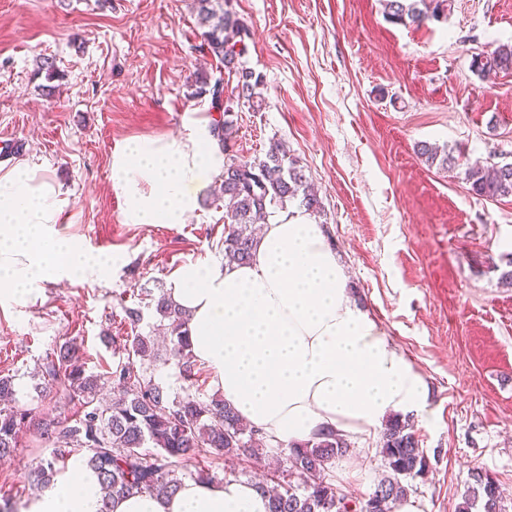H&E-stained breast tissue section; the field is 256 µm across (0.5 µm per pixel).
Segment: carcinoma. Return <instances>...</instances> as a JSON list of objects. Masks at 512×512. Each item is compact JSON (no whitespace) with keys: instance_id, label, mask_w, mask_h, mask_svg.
Here are the masks:
<instances>
[{"instance_id":"cac0c4a2","label":"carcinoma","mask_w":512,"mask_h":512,"mask_svg":"<svg viewBox=\"0 0 512 512\" xmlns=\"http://www.w3.org/2000/svg\"><path fill=\"white\" fill-rule=\"evenodd\" d=\"M215 0H197L198 21L203 32L206 52L218 60L224 73L237 78L236 98L224 97L220 79L203 76L214 107L221 108L224 118L211 125V134L224 154V166L217 178V193L224 198V255L246 261L256 246L255 226L264 224L278 210L296 206L309 215L323 211L322 201L314 193L303 167L293 159L279 140L270 141L264 156L242 159L233 153L234 101L252 102L259 78L245 66L244 42L247 30L235 12ZM387 19L400 25L420 26L440 18L448 10V0H385ZM471 69L477 76L512 71V45L501 44L491 52L472 58ZM417 154L439 170H449L463 155L457 147L423 142ZM470 190L489 200L512 197V163L485 169L471 165L465 170ZM156 313L167 322L169 349L163 364L175 365L185 385L172 393L157 375L155 342L136 332L142 320L138 308H125L132 336L112 340L114 366L102 374L85 371L80 345L68 340L43 359L35 390H53L60 399L77 407L71 423L43 418L39 437L51 449L50 457L32 465L27 483L47 488L58 474L56 464L73 455L92 469L103 491L101 512H109L112 500L134 494L156 496L174 494L181 485L175 469L181 461L202 462L191 478L213 483L218 477L207 459L213 455L245 457L270 466V478L261 488L269 494V512H392V506L407 498L408 478L428 469V457L409 415L395 414L385 424L381 436V456L386 474L363 500H352L337 490L328 479L336 457L346 453L347 440L334 431L284 449L274 446L262 434L248 430L224 399L214 394L201 397V367L191 353L188 320L166 295L152 298ZM116 392L112 403L102 404L105 386ZM17 390L11 375H0V457L6 458L20 447V433L34 417L33 409L16 400ZM150 443L154 451H144ZM287 453L290 467L279 466L280 456ZM470 486L457 512H503L497 482L487 473L473 469Z\"/></svg>"}]
</instances>
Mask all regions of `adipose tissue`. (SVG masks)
Returning <instances> with one entry per match:
<instances>
[{
    "label": "adipose tissue",
    "instance_id": "1",
    "mask_svg": "<svg viewBox=\"0 0 512 512\" xmlns=\"http://www.w3.org/2000/svg\"><path fill=\"white\" fill-rule=\"evenodd\" d=\"M207 120L186 139L130 140L114 154L111 189L128 224H183L220 174ZM20 161L0 172V305L28 304L45 283L109 275L116 258L65 233L59 216L71 193ZM189 316L192 353L225 403L270 442L291 445L335 430L367 438L392 412L424 413L426 384L353 297L348 272L320 224L298 209L269 218L250 259L187 264L167 283ZM95 473L76 464L30 512H100ZM111 512H268L251 482L183 481L168 497L135 494Z\"/></svg>",
    "mask_w": 512,
    "mask_h": 512
}]
</instances>
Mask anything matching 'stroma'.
Segmentation results:
<instances>
[{"label": "stroma", "mask_w": 512, "mask_h": 512, "mask_svg": "<svg viewBox=\"0 0 512 512\" xmlns=\"http://www.w3.org/2000/svg\"><path fill=\"white\" fill-rule=\"evenodd\" d=\"M421 26L389 22L382 0H229L247 28L248 68L261 106H235L233 151L249 159L281 140L303 166L324 210L320 224L342 255L355 298L384 326L428 385L414 417L429 470L410 479L419 512H456L472 469L494 477L512 512V198L473 194L463 168L418 157L428 141L461 147L468 161L512 162V74L487 79L472 56L512 44V0H449ZM195 0H0V167L28 159L63 183L62 228L117 255L105 282L45 285L36 303L0 306V374L20 403L38 397L31 372L69 339L87 372L113 363L111 337L130 334L126 308L159 322L150 296L179 267L220 261L224 204L205 190L184 224H127L110 189L127 140L187 137L211 114L201 73ZM55 78H47L45 63ZM332 473L362 498L384 471L379 437L349 440ZM37 432L0 459V498L27 512L28 466L48 457Z\"/></svg>", "instance_id": "1"}]
</instances>
